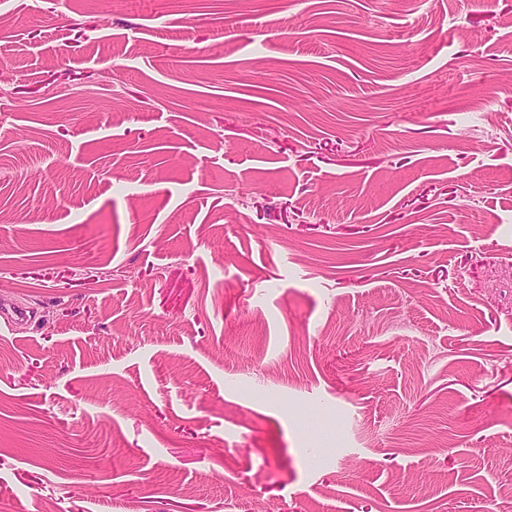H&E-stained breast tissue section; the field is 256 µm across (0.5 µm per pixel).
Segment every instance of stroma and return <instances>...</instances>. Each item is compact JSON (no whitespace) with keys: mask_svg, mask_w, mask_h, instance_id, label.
Returning <instances> with one entry per match:
<instances>
[{"mask_svg":"<svg viewBox=\"0 0 512 512\" xmlns=\"http://www.w3.org/2000/svg\"><path fill=\"white\" fill-rule=\"evenodd\" d=\"M0 512H487L512 487V0H0Z\"/></svg>","mask_w":512,"mask_h":512,"instance_id":"stroma-1","label":"stroma"}]
</instances>
